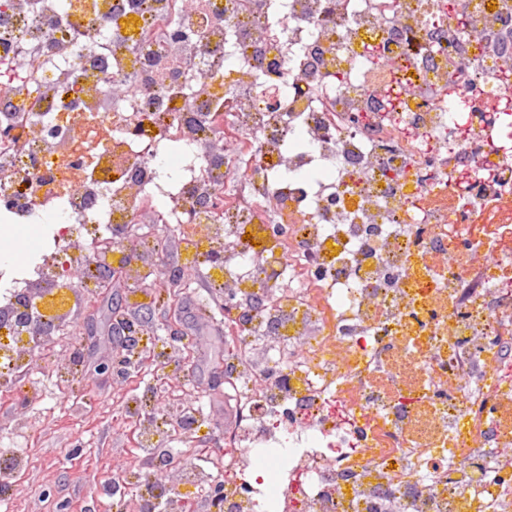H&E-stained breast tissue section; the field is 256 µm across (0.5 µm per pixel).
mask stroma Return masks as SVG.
<instances>
[{"label": "stroma", "mask_w": 512, "mask_h": 512, "mask_svg": "<svg viewBox=\"0 0 512 512\" xmlns=\"http://www.w3.org/2000/svg\"><path fill=\"white\" fill-rule=\"evenodd\" d=\"M132 254L148 259L154 280L122 282L117 293L126 317L140 318L152 362L135 365L125 379L100 373L99 364L117 343L107 315L112 303L104 301V315L96 316L87 307V294L77 292L71 317L33 352L27 376L13 381V405L0 409V448L25 449L29 460L23 476L0 496V512H57L61 501L68 502L70 512H142L136 487L148 477L158 480L161 500L182 492L178 471L157 467L131 435L135 423L125 408L142 394L144 413L167 427L175 424L179 403L202 412L205 449H197L192 437L174 436L168 447L179 457L202 466L223 457L234 408L209 372L210 356L224 342V316L212 302L214 285L205 266L186 270L188 288L178 304L168 303L167 289L156 282L167 270L186 269L187 256L183 235L173 226L140 229ZM172 317L197 343L185 366L170 340L156 337ZM117 482L124 485L118 496L112 489Z\"/></svg>", "instance_id": "obj_1"}]
</instances>
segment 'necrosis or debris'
<instances>
[{
	"label": "necrosis or debris",
	"instance_id": "1",
	"mask_svg": "<svg viewBox=\"0 0 512 512\" xmlns=\"http://www.w3.org/2000/svg\"><path fill=\"white\" fill-rule=\"evenodd\" d=\"M148 4L0 0V226H43L0 400L76 254L175 224L235 343L221 512H512V0Z\"/></svg>",
	"mask_w": 512,
	"mask_h": 512
}]
</instances>
